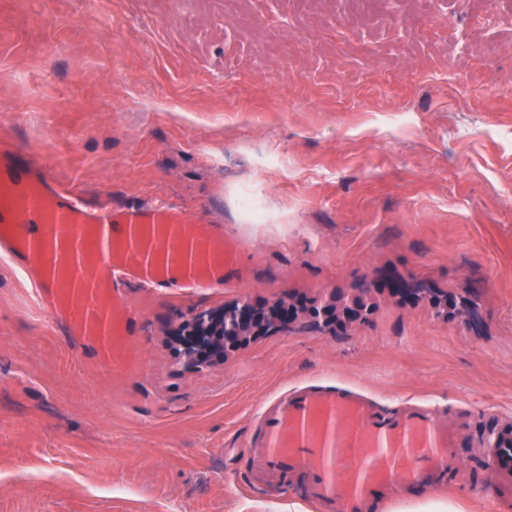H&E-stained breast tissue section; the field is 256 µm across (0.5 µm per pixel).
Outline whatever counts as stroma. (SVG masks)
I'll list each match as a JSON object with an SVG mask.
<instances>
[{
  "mask_svg": "<svg viewBox=\"0 0 512 512\" xmlns=\"http://www.w3.org/2000/svg\"><path fill=\"white\" fill-rule=\"evenodd\" d=\"M2 142L88 202L195 213L242 274L130 282L109 367L0 263V512H331L248 448L314 383L447 418L441 496L512 512L482 454L512 428V0H0ZM356 297L360 321L300 315L200 372L173 341L202 308Z\"/></svg>",
  "mask_w": 512,
  "mask_h": 512,
  "instance_id": "stroma-1",
  "label": "stroma"
}]
</instances>
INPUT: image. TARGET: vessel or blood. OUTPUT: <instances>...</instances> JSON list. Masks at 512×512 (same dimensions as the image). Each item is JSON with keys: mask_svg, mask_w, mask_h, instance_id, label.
I'll return each mask as SVG.
<instances>
[{"mask_svg": "<svg viewBox=\"0 0 512 512\" xmlns=\"http://www.w3.org/2000/svg\"><path fill=\"white\" fill-rule=\"evenodd\" d=\"M153 226L161 227L171 258L183 232L192 233L191 279L218 260L225 275L234 273L236 249L221 250V237L208 235L194 214L166 203L90 209L42 168L0 150V246L30 271L35 302L69 317L105 352L114 350L131 320L117 288L131 275L157 287L165 283L135 262L136 234ZM258 421L260 465L303 475L309 500L335 504L338 512H368L394 478L405 485L457 482L456 434L424 409L384 412L363 395L311 384L277 396ZM489 469L499 487L512 485L511 435H496Z\"/></svg>", "mask_w": 512, "mask_h": 512, "instance_id": "vessel-or-blood-1", "label": "vessel or blood"}]
</instances>
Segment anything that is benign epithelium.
<instances>
[{"mask_svg": "<svg viewBox=\"0 0 512 512\" xmlns=\"http://www.w3.org/2000/svg\"><path fill=\"white\" fill-rule=\"evenodd\" d=\"M425 285L406 278L391 282L390 292L401 299L416 298ZM271 317L262 320L259 310L250 300H241L233 309L201 310L187 322V329L175 335L180 355L187 368L200 369L228 351L240 346L247 339L288 328L296 319V313L284 302L276 301L268 307ZM362 318V304L354 300L342 309L324 304L310 313L306 327L320 330L332 323H353Z\"/></svg>", "mask_w": 512, "mask_h": 512, "instance_id": "obj_1", "label": "benign epithelium"}]
</instances>
